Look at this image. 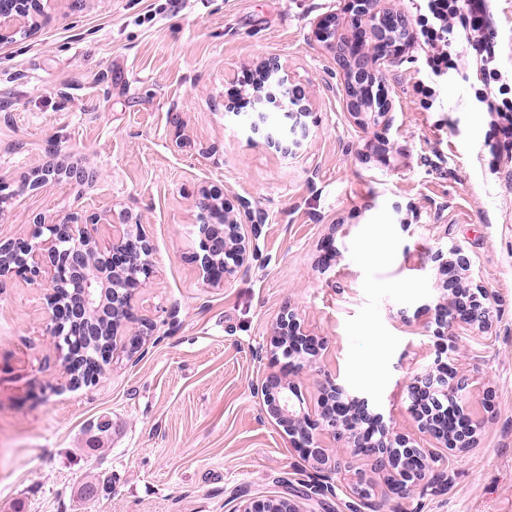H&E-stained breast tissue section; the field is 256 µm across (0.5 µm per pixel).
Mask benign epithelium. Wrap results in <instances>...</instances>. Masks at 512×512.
I'll list each match as a JSON object with an SVG mask.
<instances>
[{"instance_id": "obj_1", "label": "benign epithelium", "mask_w": 512, "mask_h": 512, "mask_svg": "<svg viewBox=\"0 0 512 512\" xmlns=\"http://www.w3.org/2000/svg\"><path fill=\"white\" fill-rule=\"evenodd\" d=\"M43 0H0V44L32 28L30 22L41 14ZM315 37L335 50L343 72L346 106L353 114H368L373 123L388 127L393 123L392 105L384 91V65L399 62L409 45V21L385 0H339L338 8L320 17L314 27ZM250 104L257 119L253 132L260 131L265 106L272 104L289 120L310 114L302 87L295 83L277 58L259 65L255 82L243 98L224 104L227 112H236ZM90 173L50 161L23 180L22 186L0 178V212L12 203L20 191H37L49 182L82 183ZM198 235L189 260L204 280L212 286L248 268L254 256L253 237L260 222L253 211L243 206L230 210L223 193L203 186L198 190ZM37 237L28 239L0 236V283L18 279L48 290L47 333L55 347L68 352L71 336L79 328L86 336L98 335L100 320L112 323V346L103 353V367L115 358L140 355L154 323L135 313L134 299L154 274L152 262L140 263L130 257L129 247L138 244L151 250L145 233L138 241L132 231L143 228L140 219L126 211L103 214L68 215L48 223L33 221ZM438 270L445 275L443 297L435 305L420 309L432 313L434 335L443 338L448 323L464 328L486 329L491 326L492 307L485 291L472 285L471 261L462 249L453 247L434 257ZM134 326V331L119 330ZM325 341L309 332L299 315L286 305L272 325L270 351L287 359L286 365L301 371L312 367L322 356ZM62 387L75 390L98 381L81 380L72 375L70 363L63 364ZM473 380L444 362L418 373L406 385L409 411L418 429L440 447L462 452L478 439L483 423L469 413ZM262 414L281 426L290 446L312 463L324 476L335 472L341 461L324 446L325 440L342 445L352 458L370 464L383 474L393 489H423L439 482L444 472L439 468L414 467L427 455L410 438L394 433L383 422V415L370 407L365 396L351 393L336 379L327 377L320 384L318 407L310 410L294 382L281 372L270 371L253 384ZM235 512H301L288 497H248L239 502Z\"/></svg>"}]
</instances>
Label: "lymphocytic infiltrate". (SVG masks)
Listing matches in <instances>:
<instances>
[{
  "instance_id": "1",
  "label": "lymphocytic infiltrate",
  "mask_w": 512,
  "mask_h": 512,
  "mask_svg": "<svg viewBox=\"0 0 512 512\" xmlns=\"http://www.w3.org/2000/svg\"><path fill=\"white\" fill-rule=\"evenodd\" d=\"M491 0H422L414 17L415 37L423 52L416 93L424 109L439 101L449 74L460 73L462 57H474L480 86L475 99L495 117L494 130L512 145V75L501 67L491 39Z\"/></svg>"
}]
</instances>
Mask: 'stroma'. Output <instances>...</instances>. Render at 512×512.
Masks as SVG:
<instances>
[{"mask_svg":"<svg viewBox=\"0 0 512 512\" xmlns=\"http://www.w3.org/2000/svg\"><path fill=\"white\" fill-rule=\"evenodd\" d=\"M335 7L48 0L32 33L0 45V176L20 183L51 155L98 174L24 192L8 208L6 236L28 235L39 214L141 216L155 275L135 306L156 325L138 360L116 359L97 383L62 390L45 290L0 283V512H234L244 496L354 512L346 488L360 476L398 512H512V149L497 147L470 84L449 79L442 109L422 108L415 44L386 73L391 129L363 124L346 107L333 51L314 36ZM269 56L311 108L292 156L250 132L248 110L224 109L242 73ZM202 186L263 217L249 271L220 287L188 259ZM452 246L494 307L488 330H450V366L492 390L470 400L484 423L478 445L449 454L445 484L407 499L387 498L362 461L333 475V493L312 494L311 464L252 393L275 367L273 321L291 305L326 342L296 379L305 405L335 374L375 395L394 431L416 436L405 383L432 364L438 343L416 311L441 295L433 256ZM104 415L110 442L90 450ZM91 478L102 488L88 503L77 489Z\"/></svg>","mask_w":512,"mask_h":512,"instance_id":"obj_1","label":"stroma"}]
</instances>
